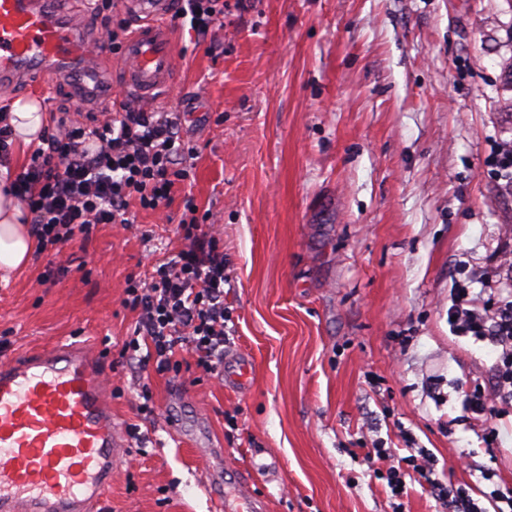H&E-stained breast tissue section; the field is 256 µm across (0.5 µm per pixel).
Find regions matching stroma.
Returning a JSON list of instances; mask_svg holds the SVG:
<instances>
[{
  "instance_id": "35a3bbf8",
  "label": "stroma",
  "mask_w": 512,
  "mask_h": 512,
  "mask_svg": "<svg viewBox=\"0 0 512 512\" xmlns=\"http://www.w3.org/2000/svg\"><path fill=\"white\" fill-rule=\"evenodd\" d=\"M224 2L206 43L174 33L167 107L196 152L189 182L0 280V357L66 339L106 365L126 439L112 512H215L218 494L394 512L376 447L512 489V400L489 397L495 439L463 402L496 351L448 325L455 282L512 293V192L489 164L512 141V0ZM32 97L85 110L62 72L0 88V107ZM189 196L224 247V355L252 359L243 388L181 346L161 370L124 349L127 281L181 248ZM263 451L276 476L252 470Z\"/></svg>"
}]
</instances>
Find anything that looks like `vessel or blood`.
<instances>
[{
  "label": "vessel or blood",
  "instance_id": "b4317fda",
  "mask_svg": "<svg viewBox=\"0 0 512 512\" xmlns=\"http://www.w3.org/2000/svg\"><path fill=\"white\" fill-rule=\"evenodd\" d=\"M136 29L120 50L131 100L165 99L173 81L171 0H120ZM82 96L105 89L111 55L89 53L81 21L57 0H0V85L59 66ZM124 446L106 395V368L82 345L0 360V512H102Z\"/></svg>",
  "mask_w": 512,
  "mask_h": 512
}]
</instances>
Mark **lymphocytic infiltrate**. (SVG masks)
<instances>
[{
  "label": "lymphocytic infiltrate",
  "instance_id": "obj_1",
  "mask_svg": "<svg viewBox=\"0 0 512 512\" xmlns=\"http://www.w3.org/2000/svg\"><path fill=\"white\" fill-rule=\"evenodd\" d=\"M223 17L224 0H177L170 23L203 38ZM178 126L175 113L161 107L144 112L118 98L91 124L55 120L9 187L30 215L38 251L60 253L95 224H130L131 202L159 210L175 185L190 177L194 151ZM178 233L184 249L149 280L128 282L127 301L140 320L127 347L138 352L140 364L162 367L182 341L197 366L212 374L224 366V253L194 204H187ZM450 300L453 331L500 351L489 388H473L467 396L482 416L488 393L512 398V299L482 302L458 285ZM415 471L449 512H512L511 493L496 488L478 500L464 488L442 485L432 466Z\"/></svg>",
  "mask_w": 512,
  "mask_h": 512
}]
</instances>
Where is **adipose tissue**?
Here are the masks:
<instances>
[{
	"mask_svg": "<svg viewBox=\"0 0 512 512\" xmlns=\"http://www.w3.org/2000/svg\"><path fill=\"white\" fill-rule=\"evenodd\" d=\"M10 124L13 141L19 149L38 145V136L47 124V115L38 100L17 99L11 105ZM7 168H0V273L10 274L23 269L33 250L30 226L25 223L21 202L6 194Z\"/></svg>",
	"mask_w": 512,
	"mask_h": 512,
	"instance_id": "obj_1",
	"label": "adipose tissue"
}]
</instances>
